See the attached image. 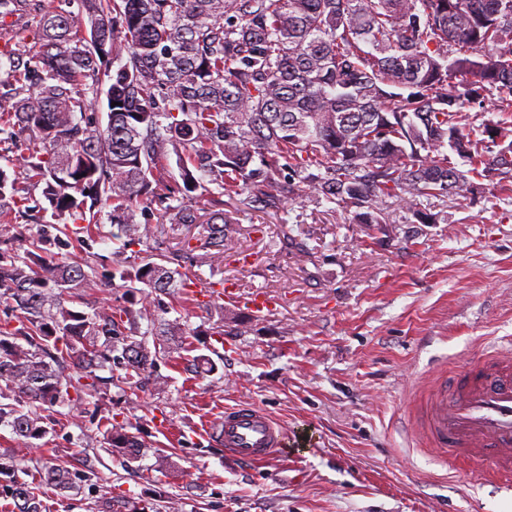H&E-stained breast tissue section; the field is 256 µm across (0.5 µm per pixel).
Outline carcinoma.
<instances>
[{
  "instance_id": "carcinoma-1",
  "label": "carcinoma",
  "mask_w": 512,
  "mask_h": 512,
  "mask_svg": "<svg viewBox=\"0 0 512 512\" xmlns=\"http://www.w3.org/2000/svg\"><path fill=\"white\" fill-rule=\"evenodd\" d=\"M19 11L32 47L0 46V215L58 220L32 241L25 224L0 229V297L20 310V327L0 326V429L19 439L46 437L85 396L107 394L112 377L97 372L114 364L129 390L167 386L154 374L165 349L134 326L152 332L157 296L190 287L186 262L224 259L231 225L200 219L197 191L215 205L238 189L269 202L307 194L357 209L362 224L382 223L389 197L431 224L418 198L465 200L477 180L512 175V126L488 121L473 138L464 125L488 102L512 112V0H81L76 13L0 0V32ZM156 210L200 230L155 261L156 225L135 216ZM109 236L124 304L67 306L102 285L70 249L89 254ZM100 429L138 461L128 421ZM0 475L17 512H42L44 490L71 484L49 465L32 486L2 454Z\"/></svg>"
}]
</instances>
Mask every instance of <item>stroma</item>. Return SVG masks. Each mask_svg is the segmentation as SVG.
<instances>
[{"label":"stroma","mask_w":512,"mask_h":512,"mask_svg":"<svg viewBox=\"0 0 512 512\" xmlns=\"http://www.w3.org/2000/svg\"><path fill=\"white\" fill-rule=\"evenodd\" d=\"M436 223H417L392 198L383 223L310 197L278 207L224 199L235 231L223 263L191 273L197 289L232 281L265 292L269 316L236 328L219 300L179 305L178 335L198 334L215 368L162 356L165 390L130 394L121 368L108 396L89 397L68 422L26 444L0 435L30 479L68 462L73 487L44 494L43 512H89L94 499L146 500L157 512H512V489L489 464L443 465L410 433L412 410L435 366L453 379L491 338L512 336V180L491 176L467 200L420 198ZM251 403L286 430L287 454L247 466L211 439L225 408ZM127 418L143 444L130 464L109 452L101 416Z\"/></svg>","instance_id":"1"}]
</instances>
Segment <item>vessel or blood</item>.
<instances>
[{
  "label": "vessel or blood",
  "mask_w": 512,
  "mask_h": 512,
  "mask_svg": "<svg viewBox=\"0 0 512 512\" xmlns=\"http://www.w3.org/2000/svg\"><path fill=\"white\" fill-rule=\"evenodd\" d=\"M226 305L254 316H265L272 303L260 291L243 294L225 284ZM438 448L445 463L459 459L485 461L498 472H512V345L485 352L462 366L451 385L436 386L424 414L413 426ZM284 428L250 404L225 409L214 432L226 456L262 464L282 452Z\"/></svg>",
  "instance_id": "1"
}]
</instances>
